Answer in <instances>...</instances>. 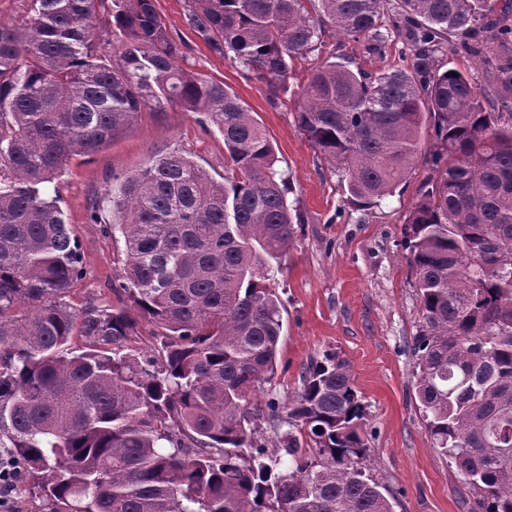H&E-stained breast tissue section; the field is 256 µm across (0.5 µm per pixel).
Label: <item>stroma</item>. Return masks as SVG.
Returning a JSON list of instances; mask_svg holds the SVG:
<instances>
[{
  "label": "stroma",
  "mask_w": 512,
  "mask_h": 512,
  "mask_svg": "<svg viewBox=\"0 0 512 512\" xmlns=\"http://www.w3.org/2000/svg\"><path fill=\"white\" fill-rule=\"evenodd\" d=\"M155 5L181 42L177 65L223 82L266 128L278 167L290 179L288 198L302 216L280 270L268 282L284 305L273 388L287 396L298 387L310 359L335 354L346 362L366 407L371 434L367 464L392 495L394 512H475V494L431 444L413 387L412 341L422 321L421 305L400 241L437 142L425 133L422 153L395 195L365 209L352 202L345 178L306 141L293 111V91L328 57L368 72L391 71L407 67L409 45L395 38L375 52L365 41L322 23L314 51L291 61L287 90L275 91L213 56L184 26V0H156ZM169 150L188 155L215 180L225 174L222 135L175 107L141 112L107 146L74 157L57 182L86 268L85 278L75 282L66 298L75 312L115 302L111 286L121 268L122 241L91 223L90 212L108 216L113 179Z\"/></svg>",
  "instance_id": "obj_1"
}]
</instances>
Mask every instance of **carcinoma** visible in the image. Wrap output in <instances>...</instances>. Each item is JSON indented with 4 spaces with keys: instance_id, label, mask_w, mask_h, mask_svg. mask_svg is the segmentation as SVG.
<instances>
[{
    "instance_id": "obj_1",
    "label": "carcinoma",
    "mask_w": 512,
    "mask_h": 512,
    "mask_svg": "<svg viewBox=\"0 0 512 512\" xmlns=\"http://www.w3.org/2000/svg\"><path fill=\"white\" fill-rule=\"evenodd\" d=\"M304 0H186L184 25L244 76L288 87L314 50ZM109 8V30L96 21ZM336 30L381 50L384 13L413 52L406 70L325 60L295 92L301 134L375 207L395 193L432 126L439 147L403 227L421 302L413 386L436 451L512 512V0H318ZM485 60L483 86L441 59ZM155 0H27L0 22V449L41 512H393L370 475L363 405L345 363L302 370L263 416L283 304L262 269L281 263L299 213L259 123L224 83L175 64ZM204 115L224 140L213 179L178 151L108 190L123 241L116 304L66 303L86 275L49 184L144 111ZM149 325L156 348L134 343ZM91 348L68 347L74 333Z\"/></svg>"
}]
</instances>
